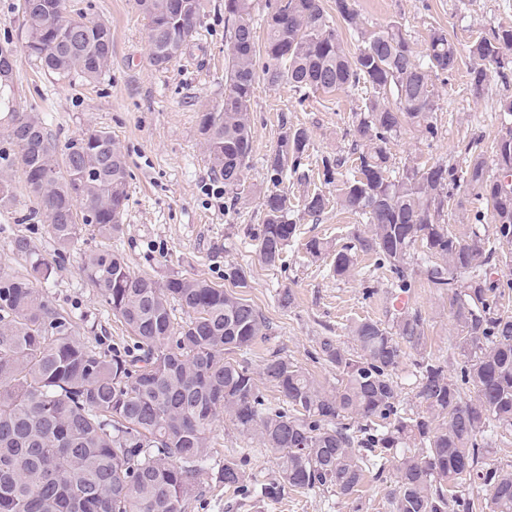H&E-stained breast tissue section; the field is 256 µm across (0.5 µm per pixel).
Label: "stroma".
I'll use <instances>...</instances> for the list:
<instances>
[{
    "label": "stroma",
    "instance_id": "1",
    "mask_svg": "<svg viewBox=\"0 0 512 512\" xmlns=\"http://www.w3.org/2000/svg\"><path fill=\"white\" fill-rule=\"evenodd\" d=\"M203 3L196 31L182 54L159 70L149 60L148 20L137 0H67L69 10L106 22L112 29L110 70L99 82L86 85L56 80L37 68L25 48L19 0H0V43L11 41L14 49L15 108L38 113L60 148L89 129L110 132L126 154L130 171L121 233L106 240L93 226H83L61 263L37 200L22 176H15L16 202L11 209L0 210V264L19 274L29 273L37 260L52 264V276L36 281V288L75 318L82 337L104 350L126 345L129 332L88 284L82 271L85 254L111 249L125 258L132 271L157 280L177 273L220 285L225 273L238 271L244 280L239 295L271 325L268 341L248 353L252 370H259L263 358L277 352L330 385L336 382V372L315 357L319 337L335 336L351 346L348 328L354 321L366 317L390 322L392 301L401 297L421 313L425 341L421 350H407L394 380L403 411L420 412L414 397L417 363L428 357L439 360L454 378L463 364L454 347L460 329L447 292L428 287L419 275L408 293L398 294L391 273L373 254L359 256L355 271L339 279L331 272V259L317 260L306 253L308 238L341 246L360 226L356 216L336 206L318 217L304 213L305 195L319 190L331 198L336 195L335 185L315 177L305 181L291 174L280 186L297 224V238L282 263L264 265L256 254L263 199L272 187L267 159L281 135L293 128L307 129L308 152L314 159L348 154L355 114L362 105L360 93L304 95L285 83L272 87L258 81L250 101L252 153L241 182L222 198L207 195L206 187L215 176L199 142L197 124L201 112L224 97L225 32L224 0ZM356 5L369 24L401 21L416 54H423L434 28L447 32L460 52L452 76L437 84L436 138H424L414 128L404 127L389 145L393 162L399 166L458 163L471 142L479 144L485 160H492L501 134V106L512 100V86H505L492 71L483 92L474 94L468 46L478 34L512 26V0H356ZM18 237L27 239L28 254L13 250ZM286 288L291 289L294 303L284 309L278 294ZM212 441L215 462L244 461L256 484L278 478L274 453L240 437L229 420L216 423ZM395 480L390 467L380 474L368 473L360 491L350 498L328 491L306 495L291 491L277 501L256 503L212 483L200 484L197 492L207 503L206 512H227L230 504L234 512H389L387 494Z\"/></svg>",
    "mask_w": 512,
    "mask_h": 512
}]
</instances>
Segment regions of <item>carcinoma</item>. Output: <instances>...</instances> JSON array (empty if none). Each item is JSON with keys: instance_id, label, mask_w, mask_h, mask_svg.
I'll list each match as a JSON object with an SVG mask.
<instances>
[{"instance_id": "carcinoma-1", "label": "carcinoma", "mask_w": 512, "mask_h": 512, "mask_svg": "<svg viewBox=\"0 0 512 512\" xmlns=\"http://www.w3.org/2000/svg\"><path fill=\"white\" fill-rule=\"evenodd\" d=\"M149 19V59L171 64L193 36L201 0H138ZM254 0H224L227 60L224 99L201 113L198 131L211 170L224 187L239 184L250 157V100L257 80L286 81L296 91H362L354 125L355 158L324 156L309 163L302 128L281 136L267 159L274 189L264 196L257 236L261 262L275 266L297 237L288 198L276 189L283 173L341 183L336 204L368 226L335 251L312 237L314 258L334 252L331 271L344 278L358 256L373 253L402 292L412 288L413 251L429 259L424 276L451 293L453 317L464 336L461 381L428 358L417 363L415 398L423 413L401 412L393 375L405 349L425 340L419 312L401 311L385 324L363 318L349 327L354 349L321 336L317 355L336 370L325 386L279 354L254 374L245 358L270 335L264 316L246 299L203 278L173 275L159 282L130 270L125 259L100 249L83 272L112 314L131 332L130 348L106 353L80 337L79 326L33 285L49 275L37 262L28 276L0 266V512H186L203 475L241 491L249 487L242 462L212 458V427L229 419L239 434L278 455L280 479L256 491L275 500L333 490L358 492L366 475L395 464L389 512H512V468L485 469L492 439L512 433V316L496 303L492 262H512V100L502 105V135L494 146L496 172L467 146L464 166L392 164L389 144L405 126L433 139L438 97L433 78L451 74L459 51L442 29L431 30L425 52L414 54L403 24L375 27L356 0H267L264 46L252 22ZM26 48L41 69L61 79L97 81L112 59V30L67 10L66 0H22ZM353 32L346 51L340 29ZM476 64L470 85L480 91L487 68L512 72V29L479 34L469 45ZM0 143V208L15 202L13 173L21 172L48 224L57 253L79 234L72 210L109 239L119 232L127 202V158L101 129L80 133L57 152L34 112L9 109ZM476 204L474 225L448 231V205L457 189ZM321 192L301 200L318 217L329 207ZM488 220L492 233L479 224ZM188 315L174 325L172 303ZM285 406L266 405L259 381ZM472 386L469 396L464 386ZM491 488L480 504L468 485Z\"/></svg>"}]
</instances>
